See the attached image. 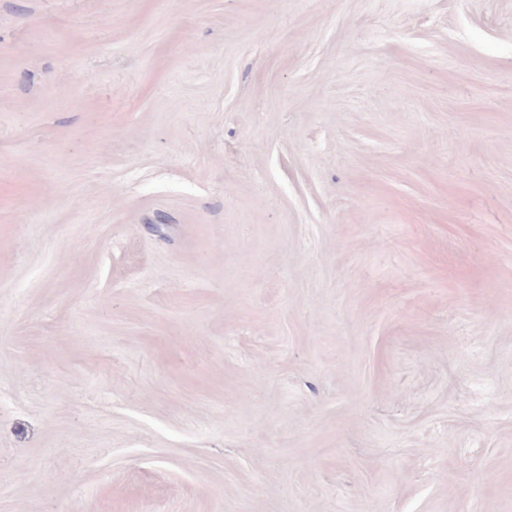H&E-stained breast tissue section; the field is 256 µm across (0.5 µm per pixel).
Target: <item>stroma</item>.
Masks as SVG:
<instances>
[{
	"label": "stroma",
	"mask_w": 512,
	"mask_h": 512,
	"mask_svg": "<svg viewBox=\"0 0 512 512\" xmlns=\"http://www.w3.org/2000/svg\"><path fill=\"white\" fill-rule=\"evenodd\" d=\"M0 512H512V0H0Z\"/></svg>",
	"instance_id": "1"
}]
</instances>
